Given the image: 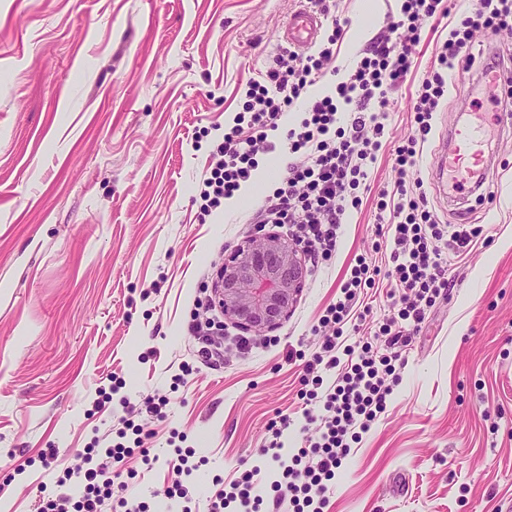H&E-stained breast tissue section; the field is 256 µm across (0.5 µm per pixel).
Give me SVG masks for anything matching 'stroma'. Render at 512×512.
<instances>
[{
    "mask_svg": "<svg viewBox=\"0 0 512 512\" xmlns=\"http://www.w3.org/2000/svg\"><path fill=\"white\" fill-rule=\"evenodd\" d=\"M306 0H0V512H37L56 487L51 472L78 466L121 410L93 404L111 376L131 402L165 398L168 417L147 421L156 463L128 461L115 496L181 512L166 490L172 434L194 449L199 493L253 467L278 412L298 401L315 333L358 258L386 268L375 235L378 194L399 175L393 149L412 132L414 93L470 0L423 19L404 83L389 96L382 147L349 207L331 255L305 259L302 291L272 332H243L209 302L226 257L274 231L257 216L256 190L200 219L212 150L237 111L240 88L285 50L277 34ZM329 0L340 51L313 92L333 93L392 28L402 0ZM461 71L408 181H421L449 230L484 225L450 259L447 296L415 333L386 412L329 482L324 512H512V132L487 151L485 203L439 180L433 163L451 125L495 111ZM287 235V227L276 229ZM214 320L222 360L198 358L187 330ZM57 451L53 470L40 452Z\"/></svg>",
    "mask_w": 512,
    "mask_h": 512,
    "instance_id": "35a3bbf8",
    "label": "stroma"
}]
</instances>
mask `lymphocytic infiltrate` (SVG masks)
<instances>
[{
    "label": "lymphocytic infiltrate",
    "mask_w": 512,
    "mask_h": 512,
    "mask_svg": "<svg viewBox=\"0 0 512 512\" xmlns=\"http://www.w3.org/2000/svg\"><path fill=\"white\" fill-rule=\"evenodd\" d=\"M442 0H403L400 26L407 30L405 42L393 45L382 41L369 56L357 63L335 95L313 98L307 91L314 85L325 61L339 52V35L328 37L317 57L300 60L296 53L278 55L260 78L250 80L240 111L217 144V163L208 184L212 193L201 207L203 215L219 209L249 181L258 167V152L270 151L271 132L277 131L283 113L300 105L303 117L286 133L290 161L286 174L268 195L261 215L267 224H289L309 250H335L344 221L347 202L382 146L389 105L388 93L399 87L410 72L411 48L419 44L420 18L443 11ZM483 28L494 37L512 36V0H478L471 16L450 30L432 67L416 91L413 106L415 131L395 150V167L406 175L432 130V121L448 87V73L457 65L472 66L469 52L473 28ZM398 199L377 204L388 213L387 223L377 224V235L391 233L390 265L384 276L399 293L398 325L383 324L378 333L359 346H339L340 325L349 320H365L356 308L366 286L375 282L369 265L352 267L342 286L343 300L330 306L325 317L332 333L322 336L319 349L304 365V383L310 384L311 407L303 418L317 423L316 436L307 438L304 448L292 458H283L280 442H272L276 459L286 481L287 492L274 502L276 512H303L315 499L323 498L326 483L335 477L352 445L370 430L385 412L401 377L394 362L411 342L407 329H419L426 311L448 288V254L461 252L482 226L465 225L446 233L428 207L424 193L406 184L397 187ZM150 465V451L143 438L133 446H109L104 456L86 454L75 473L84 494L72 502L69 493H59L40 512H105L112 496V470L130 459ZM259 469L243 472L227 487L208 496V512H224L227 503L239 501L244 512H258L259 499L251 490Z\"/></svg>",
    "instance_id": "1"
}]
</instances>
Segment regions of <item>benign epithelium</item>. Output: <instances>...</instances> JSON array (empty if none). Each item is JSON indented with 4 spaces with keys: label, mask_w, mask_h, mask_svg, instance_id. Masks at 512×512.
Instances as JSON below:
<instances>
[{
    "label": "benign epithelium",
    "mask_w": 512,
    "mask_h": 512,
    "mask_svg": "<svg viewBox=\"0 0 512 512\" xmlns=\"http://www.w3.org/2000/svg\"><path fill=\"white\" fill-rule=\"evenodd\" d=\"M299 249L268 233L224 260L216 292L224 316L247 332L276 329L305 281Z\"/></svg>",
    "instance_id": "7a95c632"
}]
</instances>
